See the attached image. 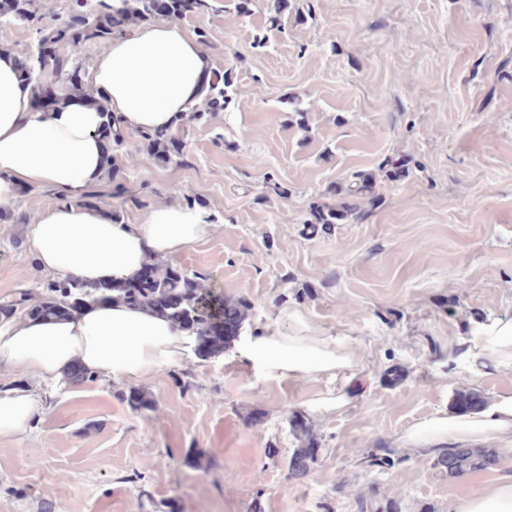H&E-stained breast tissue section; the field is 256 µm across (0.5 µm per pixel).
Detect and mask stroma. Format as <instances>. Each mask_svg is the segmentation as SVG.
Listing matches in <instances>:
<instances>
[{
    "label": "stroma",
    "mask_w": 512,
    "mask_h": 512,
    "mask_svg": "<svg viewBox=\"0 0 512 512\" xmlns=\"http://www.w3.org/2000/svg\"><path fill=\"white\" fill-rule=\"evenodd\" d=\"M238 3L182 21L231 71L227 108L174 127L178 164L127 135L132 163L83 199L125 224L194 202L213 230L177 267L248 306L244 332L333 338L354 367L280 381L228 348L135 383L70 380L0 437V512H453L512 475L497 439L487 468L452 474L408 437L461 395L512 392V361L476 341L512 321V0H288L278 29L275 0ZM403 158L364 220L312 225L353 172ZM62 201L44 185L0 208V303L44 295L27 233ZM297 418L321 451L292 477ZM374 448L392 465L366 466Z\"/></svg>",
    "instance_id": "35a3bbf8"
}]
</instances>
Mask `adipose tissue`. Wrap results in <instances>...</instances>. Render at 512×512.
Wrapping results in <instances>:
<instances>
[{"mask_svg":"<svg viewBox=\"0 0 512 512\" xmlns=\"http://www.w3.org/2000/svg\"><path fill=\"white\" fill-rule=\"evenodd\" d=\"M212 64L180 23L164 18L112 38L87 80L129 133L176 126L202 95ZM102 113L79 103L39 110L10 55H0V203L19 190L47 184L64 196L31 224L28 243L41 268L60 278L107 283L139 278L150 260H175L208 238L212 226L198 209L151 208L135 224L110 220L81 203L99 179L107 145ZM195 338L148 310L102 300L55 318L20 317L0 323V364L25 377L60 383L73 367L106 380L140 381L193 359ZM236 356L259 375L278 379L339 378L353 356L320 336H239ZM45 405L37 389H0V436L24 431ZM427 435L512 441V393L499 395L482 420L434 415L415 425ZM455 512H512V478L458 499Z\"/></svg>","mask_w":512,"mask_h":512,"instance_id":"ef3b65f1","label":"adipose tissue"}]
</instances>
